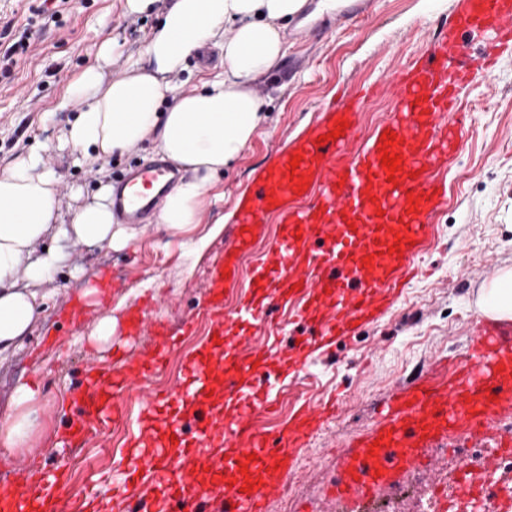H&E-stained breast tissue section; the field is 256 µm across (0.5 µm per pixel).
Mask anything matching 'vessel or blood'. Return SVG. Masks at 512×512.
<instances>
[{
  "label": "vessel or blood",
  "mask_w": 512,
  "mask_h": 512,
  "mask_svg": "<svg viewBox=\"0 0 512 512\" xmlns=\"http://www.w3.org/2000/svg\"><path fill=\"white\" fill-rule=\"evenodd\" d=\"M511 45L512 0H457L417 58L393 74L394 104L381 129L357 143L353 126L364 100L349 96L261 170L238 204L234 246L210 277V306L218 314L213 336L187 361L173 414L161 416L155 397L140 415L113 512H128L133 504L143 512H201L202 494L211 512H268L271 493L291 473L320 418L303 412L285 429L260 431L253 422L273 405L275 388H255L245 373L259 367L281 380L301 371L314 352L353 335L393 303L446 199L438 174L463 143L461 96L490 76L498 51ZM341 121L347 124L342 131ZM335 130L339 138L329 139ZM387 130L395 133L400 155V169L392 174L380 151ZM294 156L300 159L296 169L290 166ZM179 177L160 155L131 163L112 182L113 213L124 224L149 223ZM272 215L282 231L254 272L252 295L233 315H223L224 283L236 278L237 254ZM294 292L301 296L294 317L315 326L314 339L283 361L272 353H243L249 329L266 323L268 299ZM129 326L136 334L156 329L161 342L150 356L122 357L112 372L87 369L84 386L72 394L77 419L70 445L81 444L91 423L111 414L114 396L146 380L175 345L174 333L153 327L146 310L131 314ZM471 350L453 372L418 376L388 404L373 434L343 457L345 477L334 484V497L375 495L421 464L426 448L490 433L493 422L512 417V327L483 320ZM491 435L495 451L463 475L454 512H483L482 498L473 493L482 485L499 486L500 508L512 512V485L501 482L496 456L512 446V436ZM16 474L20 488L0 487L9 512H63L65 472L48 476L28 463ZM160 486L163 496L150 501V491Z\"/></svg>",
  "instance_id": "1"
}]
</instances>
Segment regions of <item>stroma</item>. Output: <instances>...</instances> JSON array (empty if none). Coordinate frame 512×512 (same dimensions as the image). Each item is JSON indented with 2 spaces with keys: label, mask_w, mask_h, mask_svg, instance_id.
Segmentation results:
<instances>
[{
  "label": "stroma",
  "mask_w": 512,
  "mask_h": 512,
  "mask_svg": "<svg viewBox=\"0 0 512 512\" xmlns=\"http://www.w3.org/2000/svg\"><path fill=\"white\" fill-rule=\"evenodd\" d=\"M455 0H375L365 18L342 29H317L288 39L280 66L261 82L270 100L268 120L244 156L224 172V201L202 216L210 232L197 249L180 248L176 239L148 227L140 241L121 250H101L71 241L66 261L44 290L45 306L28 336L0 356V420L13 412L16 386L35 381L42 427L25 459L46 470L66 467L70 484L65 512H83L87 494H96L98 512H112V465L125 453L128 421L108 424L89 434L79 448H68L62 436L73 419L72 392L82 385L88 365L108 371L114 346L130 354H150L154 334L130 340L113 336L111 343L90 340L104 317L122 323L127 308L152 299L153 322L176 326L193 321L195 331L182 337V356L195 354L207 342L210 321L206 308L209 280L231 243L229 220L236 200L244 195L271 155L290 146L336 97L339 90L371 85L376 94L359 116L357 140H364L392 108L386 89L392 73L413 57L448 16ZM124 0H68L58 22L48 23L27 59L0 76V169L31 148L51 146L50 162L61 178L63 205L70 190L92 201L97 175L77 165L57 144L72 110L61 109L70 84L82 71L103 66L107 76H122L129 56L137 53L155 15H130ZM118 44L109 63L100 49ZM464 145L446 171L448 203L435 217L434 234L420 257L424 275L412 280L401 298L377 321L334 345L330 354L314 357L304 379L321 396H337L340 409L302 450L303 461L316 462L315 472L298 487L288 512H333L330 485L341 455L373 431L379 405L410 378L445 360L469 352L480 322L476 299L491 269L512 266V52L501 54L486 82L462 96ZM96 298L84 297L83 314L72 318L69 300L89 287ZM489 438H461L439 464L422 469L418 496L458 492L460 459L467 449L491 450Z\"/></svg>",
  "instance_id": "1"
}]
</instances>
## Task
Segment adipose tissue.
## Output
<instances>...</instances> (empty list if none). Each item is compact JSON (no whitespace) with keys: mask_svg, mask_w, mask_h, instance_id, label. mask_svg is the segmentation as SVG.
<instances>
[{"mask_svg":"<svg viewBox=\"0 0 512 512\" xmlns=\"http://www.w3.org/2000/svg\"><path fill=\"white\" fill-rule=\"evenodd\" d=\"M305 0H124L129 14L157 12L123 76L86 69L64 101L75 117L61 145L88 170L138 147L155 134L154 152L177 164L182 176L158 213V228L184 248L200 246V216L224 200V168L242 158L266 120L268 100L257 90L285 57L284 32ZM211 44L222 53L193 91H182L187 60ZM49 150H31L0 171V355L27 335L46 297L43 285L64 259L57 244L119 248L136 229L116 223L110 184L94 201L62 208L60 179ZM477 307L486 317L512 319V267L500 268L481 288ZM39 388L23 383L12 415L0 422V441L26 448L40 420Z\"/></svg>","mask_w":512,"mask_h":512,"instance_id":"adipose-tissue-1","label":"adipose tissue"}]
</instances>
